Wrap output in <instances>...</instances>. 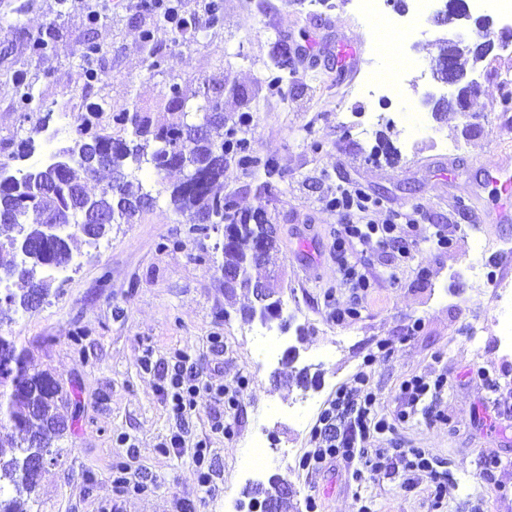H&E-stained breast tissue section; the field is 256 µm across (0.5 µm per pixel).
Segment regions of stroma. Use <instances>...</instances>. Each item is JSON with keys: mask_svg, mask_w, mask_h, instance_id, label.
<instances>
[{"mask_svg": "<svg viewBox=\"0 0 512 512\" xmlns=\"http://www.w3.org/2000/svg\"><path fill=\"white\" fill-rule=\"evenodd\" d=\"M202 0H182L195 15L189 40L161 26L152 47L139 38L154 15L128 0H109L89 21V0H0V149L12 151L30 126L16 105L15 75H23L31 109L51 112L52 122L77 127V104H103L112 112L154 104L167 80L198 90L223 79L237 95H225L224 113L250 112L246 129L254 151L274 157L282 172L277 199L267 209L277 226L279 250L271 258L283 273L281 337L298 346L292 364L262 363L260 320L244 318L243 296L224 294L220 234L203 238L173 214L166 196L133 224H116L98 245L74 244L76 270L55 279L44 302L28 312L0 303V334L16 337L33 369L49 370L70 392L64 408L74 426L59 442L61 457L47 466L34 512H239L253 484L278 475L292 489L287 512H512V350L499 341V315L492 283L512 279V259L502 260L511 224H491L477 191L480 170L512 161V52L494 51L468 70L480 88L467 111L432 116L427 94L452 97L456 90L434 81L431 65L443 38H472L468 22L429 24L417 40L403 42L400 86L381 101L360 94L370 71L384 65L379 41L366 21L340 0H223V19L209 23ZM101 48L102 82L85 87V37ZM55 46L32 54L38 39ZM359 45L356 67H336L337 41ZM308 45L285 73L282 92L267 89L281 45ZM165 59L164 75L148 69L150 53ZM387 112L391 121H377ZM429 113L430 129L409 130L416 113ZM361 187L378 210L354 214V222L416 216L411 258L377 247L364 257L372 286L360 316L333 322L327 297L349 302L336 272L331 244L337 217L326 201L337 186ZM442 229L450 247L433 244ZM483 325L480 346L471 328ZM222 345H212V337ZM185 350L203 383L194 412L171 415L162 390L176 351ZM307 369L314 383L300 388L294 376ZM490 373L478 378L477 369ZM367 370L381 397L383 414L394 415L403 381L434 380L441 373L455 385L428 394L423 409L393 433L377 437L426 449L434 467L447 473L448 495L430 506V482L411 474L404 460L356 481L345 462L330 469L300 465L310 430L337 388ZM247 377L249 387L235 408L215 400L217 387ZM233 427L226 436L215 421ZM181 434V450L162 453L161 443ZM270 450L265 465L245 475L240 463L255 438ZM207 441L213 466L211 490L198 483L191 462L197 441ZM496 460L484 478L485 460ZM140 476L144 492H116V465Z\"/></svg>", "mask_w": 512, "mask_h": 512, "instance_id": "35a3bbf8", "label": "stroma"}]
</instances>
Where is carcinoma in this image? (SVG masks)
I'll list each match as a JSON object with an SVG mask.
<instances>
[{
	"label": "carcinoma",
	"mask_w": 512,
	"mask_h": 512,
	"mask_svg": "<svg viewBox=\"0 0 512 512\" xmlns=\"http://www.w3.org/2000/svg\"><path fill=\"white\" fill-rule=\"evenodd\" d=\"M158 22L171 25L182 38L196 26L193 15H181L176 7L167 15L158 16ZM443 53L450 54L451 71L458 74L465 73L463 59L474 67L484 62V56L468 45L460 44L451 51L445 47ZM189 98L188 88L172 80L159 98V106L168 119L158 121L153 112L135 104L112 113L116 134L107 132L99 122L102 106L87 107L69 144L71 160L61 169L49 162L30 165L18 175L12 165L34 152L33 135L46 127L44 118L36 121L30 136L19 139L15 150L0 158V236L6 235V239H0V275L26 285L21 295L9 291L6 299L29 310L30 297L43 299L49 295L52 273L65 272L72 265L70 243L83 237V233L76 231L55 238L48 233V225L82 224V214L89 203L104 217L87 230L92 235L89 242L95 244L112 225L129 224L153 207L155 197L151 192L129 190L128 168L134 165L140 170L146 164L153 170L160 191L168 194L173 211L188 216L194 232L208 237L210 232L228 227L231 243L223 250L224 270L233 278L224 281V293L239 292L250 299L240 309L241 314L254 318L260 307L254 287L259 284L268 289L269 307L282 313L283 284L279 274L272 271L264 279L253 274L278 247L265 204L242 209L235 194L215 190L224 183V169L234 162L243 170L263 169L267 177L264 194L275 198L280 193L281 179L277 163L272 157L254 154L249 141L238 136L241 128L252 121L249 113H242L229 124L224 118V102H214L206 94L196 107L195 120L204 125V132L184 141V132L190 126ZM105 169L110 171L111 181L98 193L89 194L84 181ZM172 170L182 172L183 178L168 185L165 176ZM1 352L13 356L25 375V383L15 386L0 377V429L10 430L0 435V512H31V494L42 471L28 467L27 460L39 454L52 460L58 457L56 443L66 431L59 412L64 396L49 371L29 368L26 350L17 349L13 338L0 335ZM285 486L286 481L276 476L257 493L268 498L274 512H279L285 505Z\"/></svg>",
	"instance_id": "carcinoma-1"
}]
</instances>
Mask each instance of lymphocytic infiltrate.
<instances>
[{
    "label": "lymphocytic infiltrate",
    "mask_w": 512,
    "mask_h": 512,
    "mask_svg": "<svg viewBox=\"0 0 512 512\" xmlns=\"http://www.w3.org/2000/svg\"><path fill=\"white\" fill-rule=\"evenodd\" d=\"M336 212L340 223L336 228L333 247L336 252V268L342 279L355 293L367 291L371 283L357 263L349 258L348 248L357 244L365 248L388 246L401 257H409V234L403 225L387 219L357 224L354 213L376 210L378 203L362 189L340 185L335 196L326 202ZM187 352H179L178 363L169 377L167 400L171 413L178 418L186 417L196 407V396L201 381L188 367ZM447 376L435 380L416 377L403 383L401 391L407 401L404 409L397 411L394 420H387L379 414V396L368 387V375L358 371L350 383L339 387L334 399L328 402L310 432L311 448L301 459L305 469H318L335 459H343L355 466L353 477L363 481L373 477L393 458L407 459L411 468L423 472L434 486L433 499L442 502L445 487L433 464L422 448H376L372 441L375 435L392 430L394 421H405L410 417L412 407L422 401L431 389L447 386Z\"/></svg>",
    "instance_id": "1"
}]
</instances>
